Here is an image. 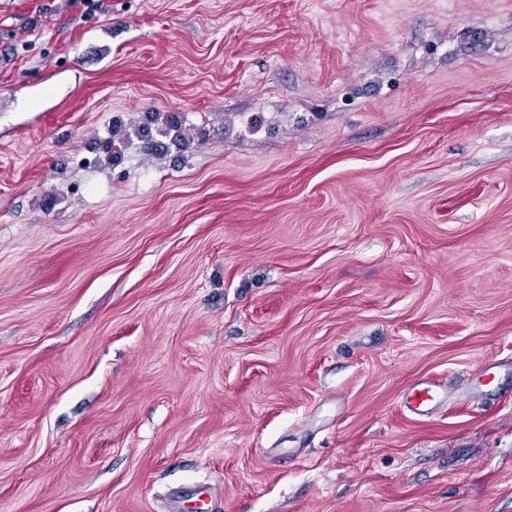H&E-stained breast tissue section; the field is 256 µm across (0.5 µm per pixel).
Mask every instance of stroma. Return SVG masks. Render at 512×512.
Returning a JSON list of instances; mask_svg holds the SVG:
<instances>
[{"label": "stroma", "mask_w": 512, "mask_h": 512, "mask_svg": "<svg viewBox=\"0 0 512 512\" xmlns=\"http://www.w3.org/2000/svg\"><path fill=\"white\" fill-rule=\"evenodd\" d=\"M96 3L0 0V512H512V0ZM434 384H427L413 391L408 401L409 410L419 413L425 411L424 408L436 405L439 400V394L434 388Z\"/></svg>", "instance_id": "1"}]
</instances>
